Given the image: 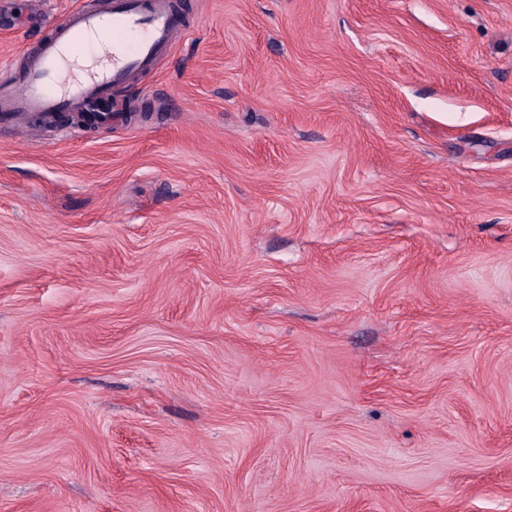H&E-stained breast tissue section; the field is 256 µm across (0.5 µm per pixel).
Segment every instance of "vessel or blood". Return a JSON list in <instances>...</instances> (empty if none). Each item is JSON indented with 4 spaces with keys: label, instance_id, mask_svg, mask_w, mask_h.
Instances as JSON below:
<instances>
[{
    "label": "vessel or blood",
    "instance_id": "obj_1",
    "mask_svg": "<svg viewBox=\"0 0 512 512\" xmlns=\"http://www.w3.org/2000/svg\"><path fill=\"white\" fill-rule=\"evenodd\" d=\"M184 29L176 0H107L101 8L73 11L24 52L18 80L0 84V112L20 119L97 110L113 86L131 83L168 53ZM94 38L111 39V58L92 65L84 78L64 79L67 53Z\"/></svg>",
    "mask_w": 512,
    "mask_h": 512
}]
</instances>
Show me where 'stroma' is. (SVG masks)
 <instances>
[{"label": "stroma", "mask_w": 512, "mask_h": 512, "mask_svg": "<svg viewBox=\"0 0 512 512\" xmlns=\"http://www.w3.org/2000/svg\"><path fill=\"white\" fill-rule=\"evenodd\" d=\"M184 2L0 121V512H512V0Z\"/></svg>", "instance_id": "1"}]
</instances>
